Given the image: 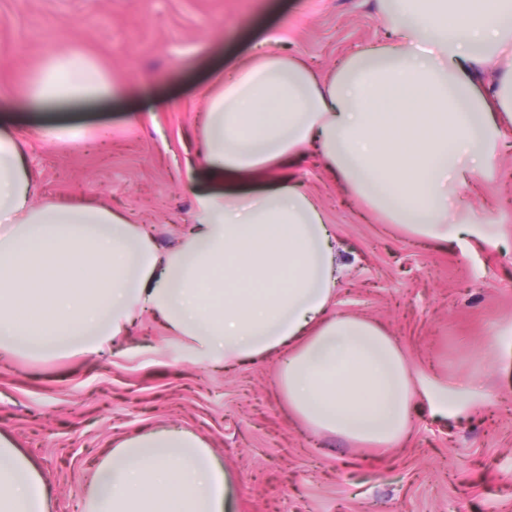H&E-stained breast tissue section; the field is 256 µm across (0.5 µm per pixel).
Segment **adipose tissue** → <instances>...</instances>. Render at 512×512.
<instances>
[{
    "label": "adipose tissue",
    "mask_w": 512,
    "mask_h": 512,
    "mask_svg": "<svg viewBox=\"0 0 512 512\" xmlns=\"http://www.w3.org/2000/svg\"><path fill=\"white\" fill-rule=\"evenodd\" d=\"M387 42L318 76L279 53L225 68L198 126L193 224L173 250L105 202L39 189L27 124L0 115V351H103L142 313L215 363L278 356L289 420L359 447L407 439L415 405L462 419L479 381L419 373L383 325L334 308L345 266L322 207L279 171L305 151L346 193L411 237L496 244L492 225L449 221L454 195L493 170L512 131V0H375ZM62 103L134 94L91 57L48 54L0 91ZM262 184L254 197L237 184ZM87 512H230L232 481L181 428L118 440ZM42 475L0 436V512H48Z\"/></svg>",
    "instance_id": "adipose-tissue-1"
}]
</instances>
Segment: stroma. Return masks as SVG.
Masks as SVG:
<instances>
[{
  "mask_svg": "<svg viewBox=\"0 0 512 512\" xmlns=\"http://www.w3.org/2000/svg\"><path fill=\"white\" fill-rule=\"evenodd\" d=\"M385 35L373 0H0V87L48 53L78 50L137 93L134 113L121 96L27 104L28 162L48 194L105 200L172 249L190 227L214 59L231 67L285 52L323 75ZM47 122L86 136L44 141ZM290 174L323 207L351 268L337 311L380 322L429 376L480 379L491 403L459 420L417 409L404 443L359 449L289 421L277 357L214 366L145 313L97 354L0 357V435L42 474L49 512H81L113 439L164 426L208 441L234 481L231 512H512V359L491 365L481 353L512 325V148L450 210L506 235L474 249L414 239L367 213L313 155Z\"/></svg>",
  "mask_w": 512,
  "mask_h": 512,
  "instance_id": "1",
  "label": "stroma"
}]
</instances>
